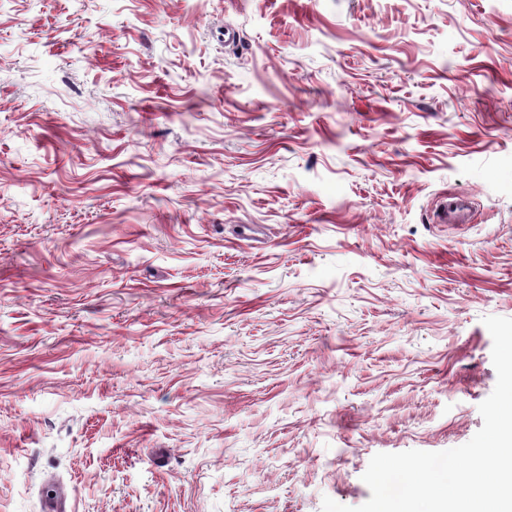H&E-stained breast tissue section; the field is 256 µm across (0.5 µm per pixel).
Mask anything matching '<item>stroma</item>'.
I'll list each match as a JSON object with an SVG mask.
<instances>
[{"mask_svg": "<svg viewBox=\"0 0 512 512\" xmlns=\"http://www.w3.org/2000/svg\"><path fill=\"white\" fill-rule=\"evenodd\" d=\"M490 315L512 0H0V512L362 505Z\"/></svg>", "mask_w": 512, "mask_h": 512, "instance_id": "stroma-1", "label": "stroma"}]
</instances>
